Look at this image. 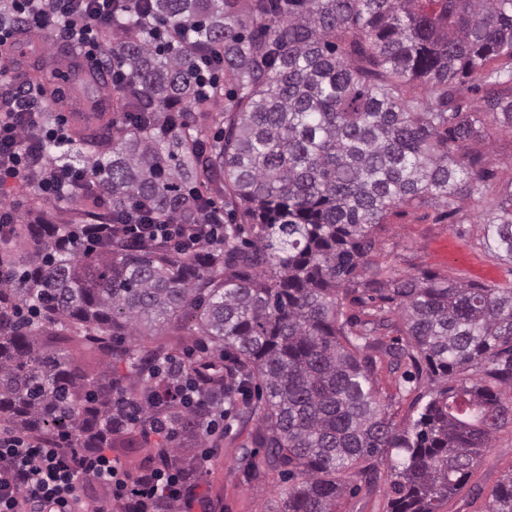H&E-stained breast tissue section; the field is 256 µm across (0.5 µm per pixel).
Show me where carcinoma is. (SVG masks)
Instances as JSON below:
<instances>
[{
  "label": "carcinoma",
  "instance_id": "cac0c4a2",
  "mask_svg": "<svg viewBox=\"0 0 512 512\" xmlns=\"http://www.w3.org/2000/svg\"><path fill=\"white\" fill-rule=\"evenodd\" d=\"M1 25H23L10 0H0ZM103 43L127 75L120 90L65 32L57 55L28 65L26 85L42 92L36 130L68 107L53 81L61 60L89 107L65 123L64 142L33 143L36 175L23 189L82 168L97 186L0 238L12 275L0 287V421L141 466L166 454L192 469L203 419L176 399L183 374H150L145 362L203 336L216 356L194 383L218 414L240 401L259 415L254 444L285 483L282 512H336L383 459L389 512H439L512 423L490 385L512 379V284L400 276L377 260V235L395 208L431 199L452 216L470 198L487 205L485 223L512 258V179L491 188L477 147L487 118L512 128V0H126ZM213 49L220 112L194 79ZM464 77L483 90V110L464 107ZM416 81L424 101L407 95ZM211 185L224 197V240L195 251L128 246L110 229L98 242L71 233L137 202L142 224H197ZM356 293L381 302L372 318L345 313ZM395 312L406 331L393 361L455 379L404 429L365 354ZM221 353L237 365L227 382ZM79 354L109 367L80 365ZM112 363L127 375L112 376ZM255 379L261 407L251 406ZM120 398L143 407V423L114 432ZM157 418L176 446L144 439ZM488 512H512V475Z\"/></svg>",
  "mask_w": 512,
  "mask_h": 512
}]
</instances>
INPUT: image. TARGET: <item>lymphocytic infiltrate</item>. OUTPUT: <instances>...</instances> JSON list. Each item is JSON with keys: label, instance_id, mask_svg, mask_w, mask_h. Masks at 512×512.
Returning a JSON list of instances; mask_svg holds the SVG:
<instances>
[{"label": "lymphocytic infiltrate", "instance_id": "1", "mask_svg": "<svg viewBox=\"0 0 512 512\" xmlns=\"http://www.w3.org/2000/svg\"><path fill=\"white\" fill-rule=\"evenodd\" d=\"M116 0H18L22 18L42 28L55 23L72 34L86 59L101 62L105 23ZM34 138L24 120L0 112V194L28 181L34 168ZM224 215L205 212L200 224H136L120 220L126 235L139 243L165 244L176 253L220 239ZM97 482L93 496L80 491L82 481ZM199 479L152 466L131 473L110 449L88 455L0 426V512H167L178 502L183 512H209Z\"/></svg>", "mask_w": 512, "mask_h": 512}]
</instances>
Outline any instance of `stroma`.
<instances>
[{"label":"stroma","instance_id":"obj_1","mask_svg":"<svg viewBox=\"0 0 512 512\" xmlns=\"http://www.w3.org/2000/svg\"><path fill=\"white\" fill-rule=\"evenodd\" d=\"M455 216L443 206L427 204L395 209L379 233L382 258L402 275L429 273L451 279L504 285L512 282V260L500 257L485 243V207L474 200L461 204ZM403 336L391 329L372 336L367 349L376 361L374 380L386 411L398 426L417 416L423 395L430 390L427 379H408L410 362L393 368L387 354ZM256 418L234 410L224 422V439L201 478L212 512H280V477L263 468V449L253 444L259 431ZM259 463L249 474L248 462ZM512 472V424L499 430L490 448L480 458L469 479L443 504L441 512H486L490 495L503 476ZM391 474L379 463L371 481H359L345 493L336 512H388Z\"/></svg>","mask_w":512,"mask_h":512}]
</instances>
